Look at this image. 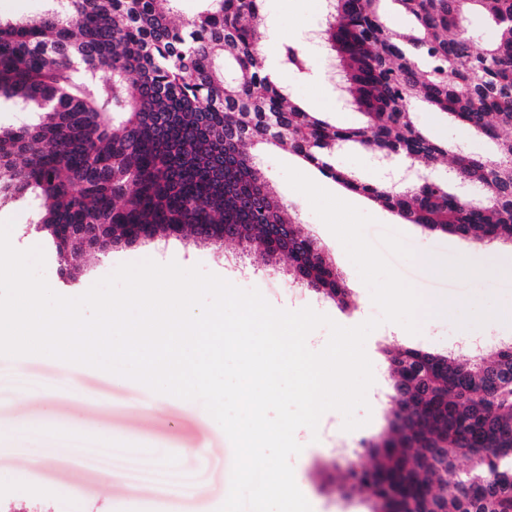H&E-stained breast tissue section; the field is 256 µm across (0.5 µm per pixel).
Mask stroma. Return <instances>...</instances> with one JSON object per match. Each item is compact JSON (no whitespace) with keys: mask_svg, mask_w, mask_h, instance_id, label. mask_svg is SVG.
Segmentation results:
<instances>
[{"mask_svg":"<svg viewBox=\"0 0 512 512\" xmlns=\"http://www.w3.org/2000/svg\"><path fill=\"white\" fill-rule=\"evenodd\" d=\"M321 15L322 0H265L263 54L280 59L288 46L296 45L309 59H322L320 47L304 38L306 32L318 29ZM284 81L293 99L308 111L320 113L330 124L348 128L363 122L361 112L337 103V78L332 71L321 70L316 79L288 72ZM413 113L427 136L451 149L483 156L496 151L491 141L451 120L446 113L430 110L421 102L414 103ZM255 157L277 197L297 218L303 232L317 239L340 274L349 294L348 306H340L297 283L288 272L287 262L262 266L244 276L239 271L241 245L218 247L188 236L158 237L133 246L118 244L103 256L84 254L76 261V281L67 285L59 276V262L48 250L46 237L30 229L36 219L34 198L1 196L0 221L13 220L11 242L19 249L45 248V276L52 289L64 296L83 294L120 264L151 259L160 264L174 261L187 268L201 266L204 271L224 275L239 288L258 289L275 308L295 311L309 307L345 327L377 319L378 327L365 342L374 382L367 392L368 408L356 412L363 426L350 431L342 441L333 437L308 440L302 452L291 459L296 483L312 512H369V491L350 479L348 472L354 464L372 466V459L361 448L387 428L391 370L386 350L419 349L468 359L473 352L466 336L484 337L487 344L497 347L512 343V246L477 243L452 233L425 232L366 195L346 189L288 149H263L256 151ZM286 165L372 216L366 235L395 270L423 300L449 299L456 305V312L422 320L416 334L400 326L391 330L381 324L382 312L341 243L314 213L308 199L288 185L282 172ZM335 166L359 183L377 185L388 182L389 171L402 170L405 164L395 160L390 166H382L360 147L349 145L337 152ZM429 256L442 261L444 273H431L425 262ZM1 373L50 377L69 384L71 390L58 392L47 402L0 381V440L5 443L0 450V496L23 492L45 497L54 501L58 512H128L135 504L142 512H216L226 499L233 448L223 430L209 424L202 404L189 410L180 401L153 393L133 380L118 382L111 373L67 366L45 356L21 361L0 356ZM33 429L61 438H82L106 429L116 441L167 449L179 468L195 473L198 490L172 497L161 486L131 482L104 469L80 468L64 456L46 463L45 442L24 437Z\"/></svg>","mask_w":512,"mask_h":512,"instance_id":"obj_1","label":"stroma"}]
</instances>
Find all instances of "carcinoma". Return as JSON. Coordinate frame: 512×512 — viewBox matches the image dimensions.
<instances>
[{"label": "carcinoma", "instance_id": "carcinoma-1", "mask_svg": "<svg viewBox=\"0 0 512 512\" xmlns=\"http://www.w3.org/2000/svg\"><path fill=\"white\" fill-rule=\"evenodd\" d=\"M59 2L35 18L0 20V97L42 111L35 125L0 129V194L40 200L35 231L54 234L80 217L107 225L114 242L127 224L155 233L175 224L207 243L203 225L230 224L231 241L262 264L285 258L295 279L345 305L340 277L314 261L316 242L285 216L249 153L266 144L289 146L410 224L512 242V0H393L414 20L409 33L388 24L381 0H330L321 41L366 117L354 128L305 111L265 75L263 0H204L180 24L175 0ZM475 7L495 31L480 47L462 28ZM284 66L306 73L303 49L288 48ZM416 99L498 144L493 158H455L459 180L489 187L481 202L430 178L411 190L361 184L333 165L347 142L426 168L448 155L414 123ZM90 242L75 235L51 247L70 267ZM388 359L404 404L390 409V433L368 445L374 466L353 474L372 512H512V476L488 480L493 458L512 449V397L500 377L512 372V353ZM455 447L481 450L462 476Z\"/></svg>", "mask_w": 512, "mask_h": 512}]
</instances>
